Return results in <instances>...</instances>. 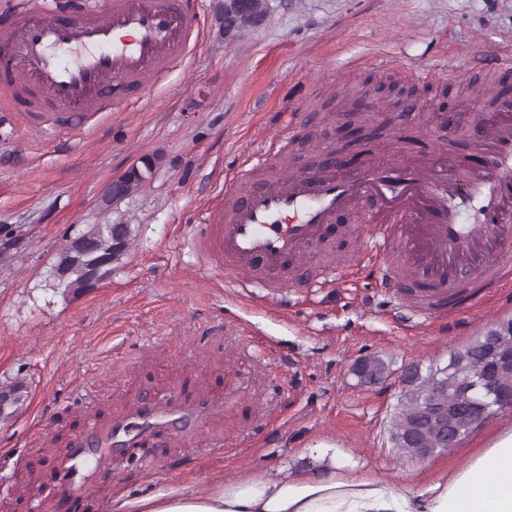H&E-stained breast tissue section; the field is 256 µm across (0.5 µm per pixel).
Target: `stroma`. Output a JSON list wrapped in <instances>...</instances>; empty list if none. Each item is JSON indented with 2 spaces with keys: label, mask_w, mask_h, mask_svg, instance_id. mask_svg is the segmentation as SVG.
<instances>
[{
  "label": "stroma",
  "mask_w": 512,
  "mask_h": 512,
  "mask_svg": "<svg viewBox=\"0 0 512 512\" xmlns=\"http://www.w3.org/2000/svg\"><path fill=\"white\" fill-rule=\"evenodd\" d=\"M202 32L187 59L156 81L149 99L106 97L104 111L62 125L25 111V93L0 94V391L21 398L0 415V512H55L54 466L85 415L103 427L149 394L181 390L223 402L191 441L156 436L73 490L78 512H115L118 501L168 487L197 488L238 471L277 475L331 465L396 480L457 469L503 426L484 420L456 448L426 458L397 453L390 423L403 376L428 374L512 317V284L491 289L451 324L396 305L378 266L322 286L294 280L284 301L225 282L192 245L228 169L270 148L289 104L319 90L305 133L335 142L343 90L383 101L375 127L389 133L396 95L420 110L403 133L406 153L431 154L440 104L481 98L464 72L481 46L512 34V0H265L264 21L226 29L224 0H195ZM398 64L385 68L384 60ZM429 72L426 80L405 67ZM381 138L369 154H384ZM152 177L106 202L107 185L142 158ZM92 224H126L128 249L83 293L54 288L53 266ZM376 356L390 375L360 383L354 368ZM153 460L147 474L140 459Z\"/></svg>",
  "instance_id": "stroma-1"
}]
</instances>
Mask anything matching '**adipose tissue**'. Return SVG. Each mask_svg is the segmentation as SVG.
Masks as SVG:
<instances>
[{
	"label": "adipose tissue",
	"instance_id": "ef3b65f1",
	"mask_svg": "<svg viewBox=\"0 0 512 512\" xmlns=\"http://www.w3.org/2000/svg\"><path fill=\"white\" fill-rule=\"evenodd\" d=\"M119 512H512V427L496 432L465 467L421 482L333 468L321 475L240 472L197 489L172 487L122 500Z\"/></svg>",
	"mask_w": 512,
	"mask_h": 512
}]
</instances>
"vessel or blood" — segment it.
Masks as SVG:
<instances>
[{"label": "vessel or blood", "instance_id": "obj_1", "mask_svg": "<svg viewBox=\"0 0 512 512\" xmlns=\"http://www.w3.org/2000/svg\"><path fill=\"white\" fill-rule=\"evenodd\" d=\"M201 16L192 0H95L68 9L65 0H17L0 25V76L32 89V112L89 115L108 90L144 93L197 44ZM512 72V40L478 50L470 79L487 87L490 112L470 144L476 164L454 153L412 157L396 148L355 170L285 167L262 156L226 181L221 203L206 216L196 248L212 270L274 294L289 269L320 282L341 279L349 264L312 268L305 261L327 245L339 214L364 213L357 228L363 253L386 271L401 303L430 316L452 314L489 285L512 282V103L497 82ZM206 395L145 397L109 431L86 421L59 484L92 479L114 454L133 455L156 433L188 434L214 410Z\"/></svg>", "mask_w": 512, "mask_h": 512}]
</instances>
